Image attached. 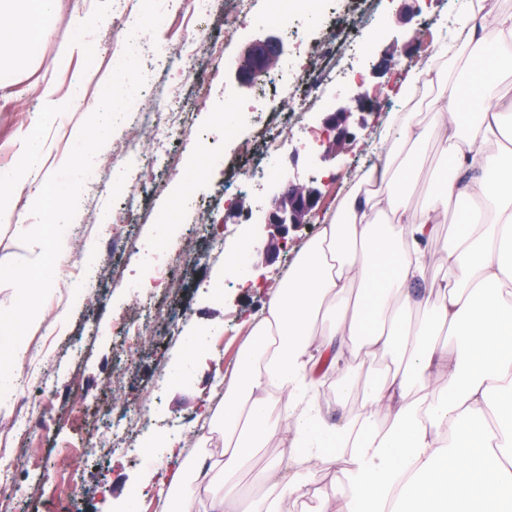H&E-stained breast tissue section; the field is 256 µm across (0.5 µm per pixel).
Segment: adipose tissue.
Segmentation results:
<instances>
[{
	"instance_id": "ef3b65f1",
	"label": "adipose tissue",
	"mask_w": 512,
	"mask_h": 512,
	"mask_svg": "<svg viewBox=\"0 0 512 512\" xmlns=\"http://www.w3.org/2000/svg\"><path fill=\"white\" fill-rule=\"evenodd\" d=\"M65 0H0V73L14 58L38 62L50 19ZM456 47L460 68L443 59ZM512 66V13L473 14L452 40H439L426 66L411 71L395 97L411 100L427 76L444 85L428 101L429 121L394 112L387 150L341 202L329 224L275 288L264 316L239 351L237 380L223 408L206 407L222 447L163 475L167 512H279L306 496V456L350 465L347 488L326 493L319 512H512V94L501 69ZM32 124L83 111L76 91L45 85ZM436 138L451 167L421 186L418 149ZM22 166L0 168V222L25 244L0 281L22 294L51 288L55 270L44 242L14 200L45 171L41 141L17 140ZM457 224L447 238L438 229ZM442 239L428 276L426 242ZM391 357L363 386V411L331 425L319 397L351 396L355 355ZM444 391H435L434 381ZM279 438L262 495L236 498L225 484L249 457Z\"/></svg>"
}]
</instances>
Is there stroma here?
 <instances>
[{
  "instance_id": "obj_1",
  "label": "stroma",
  "mask_w": 512,
  "mask_h": 512,
  "mask_svg": "<svg viewBox=\"0 0 512 512\" xmlns=\"http://www.w3.org/2000/svg\"><path fill=\"white\" fill-rule=\"evenodd\" d=\"M474 8V0H360V13L372 37L368 61L347 54H337L330 68L361 71L362 91L375 96L378 108L365 124L351 123L354 135L348 149L325 163L313 164L314 156L325 148L328 135L323 126L326 112L340 106L338 85H325L309 112L289 117L286 103L278 96L263 102L271 120L284 124L286 139H304L296 163L287 164V175L308 181L316 178L322 200L309 223L291 230L286 250L274 253L269 243L278 241L277 231L262 225L261 208L271 194L273 180L267 179L253 193L241 194L251 216L228 207L220 190L231 184L247 159L253 133L249 130L230 135L224 121V91L232 89L238 102L254 98V91L242 92L234 73L209 81L206 56H199L196 75L170 71L163 86L149 89L142 100L144 108H155L166 98L167 86L181 89L187 118V132L167 138L174 165L155 164L145 173L146 191L141 208L131 223L112 221L113 209L122 207L125 191L120 172L127 158L120 143L96 157L91 167L81 160L92 150L91 143L75 131L90 123L87 112L76 113L72 124L45 123L42 138L47 163L55 173V184L66 188L82 181L86 171H94L97 183L89 194H82V218L77 235H69L61 224L52 223L48 203H34L29 191L16 199V209L27 221L42 230L47 240L65 238L70 251L69 266L84 258V245L95 241L96 256L108 257L110 265L102 269L95 287L86 289L85 301L71 318L55 324V311L48 305L57 296H68L69 285L77 276L67 275L64 287L33 298H12L10 290H0V301H15L14 316L18 334L28 348V359L39 358L40 345L46 337L55 344L47 354L50 360L49 382L54 387L55 402L48 424H32L16 432L20 418L17 407L0 411V448L20 455L29 472L50 469L51 480L36 486L20 482L12 492V512H108L106 489H135L144 512H162L165 497L159 479L164 471L180 466L181 458L169 454V443L183 445L188 433H195V450L209 448L208 436L198 435L200 404L217 405L233 376L239 348L246 338L244 320L260 318L269 297L288 275L299 253L320 233V228L336 212L339 201L352 192L355 174L373 164L382 148L380 135L388 113L399 111L388 89L405 75L410 66L426 63L435 42L449 30L452 22ZM168 15L164 0H136L128 24L147 39L156 60L179 55L186 41L205 39L223 32L224 6L214 4L210 14L185 10L168 16L166 24L154 19ZM52 35L42 50L39 69L30 76L0 87V161L12 163L17 155L14 137L26 130L30 116L40 108V94L45 82H52L61 92L81 88L83 94L99 92L100 81L112 69L116 46L113 27L104 24L96 35L99 52L86 57L69 54L68 48L79 37L69 11L59 13L51 23ZM393 53L388 73L376 75L371 61ZM72 157L69 167H59L61 156ZM212 159L206 172L195 173L197 159ZM182 202L176 223L159 224L156 213ZM224 241L223 254L212 252L214 238ZM126 241L123 251L109 252L110 239ZM186 245L191 259L162 291L161 307L153 309L146 333L135 342L113 329L122 316H135L144 298L137 284L151 278L148 264L150 250L159 239ZM246 250L249 274L260 284L258 292L246 295L224 272V257L238 248ZM220 287V297H213L212 287ZM44 318L40 327L32 326L29 311ZM117 408L140 412L142 419L134 430L139 448L146 451L140 459L123 453H108L101 448L98 435L105 427V409ZM314 481L307 496L291 498L282 512H316L322 489L346 482L347 461L331 468L311 463Z\"/></svg>"
}]
</instances>
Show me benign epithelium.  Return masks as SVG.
Segmentation results:
<instances>
[{
  "instance_id": "7a95c632",
  "label": "benign epithelium",
  "mask_w": 512,
  "mask_h": 512,
  "mask_svg": "<svg viewBox=\"0 0 512 512\" xmlns=\"http://www.w3.org/2000/svg\"><path fill=\"white\" fill-rule=\"evenodd\" d=\"M287 54L283 41L271 34L262 35L250 42L244 49L240 64L235 70L238 84L245 88H253L259 78L269 72L282 57ZM351 100L356 110L362 114H371L376 110V101L369 95L350 88ZM351 111L339 107L327 113L323 124L327 131L333 133L324 151L319 154V161L325 162L336 155L348 144L350 133L348 121ZM322 192L317 186V179L307 183L293 180L276 184L270 195V208L265 214V224L275 227L281 240H286L289 230L308 222V217L318 206Z\"/></svg>"
}]
</instances>
